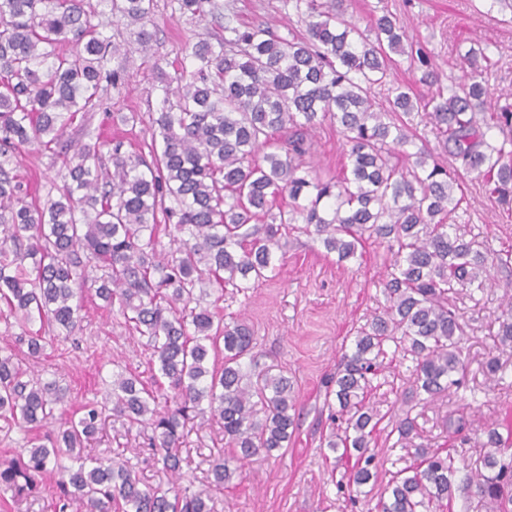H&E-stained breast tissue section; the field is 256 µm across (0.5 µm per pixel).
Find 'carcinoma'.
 <instances>
[{"mask_svg":"<svg viewBox=\"0 0 512 512\" xmlns=\"http://www.w3.org/2000/svg\"><path fill=\"white\" fill-rule=\"evenodd\" d=\"M181 14L201 17L211 0H175ZM131 22L149 18L153 0H99ZM341 0H284L307 37H284L268 26H225L230 36L192 47V70L172 83L161 79L162 106L151 114L161 143L149 156L101 137L70 147L62 184L42 200L29 197L0 161V307L22 325L33 319L71 335L82 305L76 283L114 304L146 339L158 387L139 376L115 375L103 405L71 410L68 391L35 374L45 337L27 332L19 351L0 350V420L26 432L40 429L31 447L0 460V490L18 503L42 481L57 490L58 512H214L210 496L190 487L143 486L120 457H91L88 442L105 412L153 432L152 455L175 481L182 479L178 448L189 413L202 404L224 430L234 455L211 468V484L230 481L242 463L288 447L296 398L288 377L258 372L245 381L253 336L241 321L224 323L214 290L256 288L276 277L296 225L317 237L342 262L366 238L386 250V305L342 355L332 383L345 417L343 434L326 447L356 456L347 486L379 476L371 449L378 423L367 396L383 370L391 341L415 362L413 386L424 404L460 384L461 343L469 323L452 304L458 287L490 283L489 267L512 263L469 224H449L455 176L425 147L413 161L391 158L416 136L414 118L431 127L448 154L486 177L490 195L512 203V112H489L484 73L493 65L470 50L468 83L444 91L437 67L420 44L408 42L395 15H372L367 30L347 20ZM84 0H0V158L21 147L60 145L76 120L98 106L102 83H116L112 56L129 49L92 22ZM64 43L72 44L66 52ZM406 57L429 92L417 97L390 80ZM387 88L388 106L373 97ZM333 119L348 146L350 170L336 178L313 173L305 157L311 132ZM503 134L491 144L486 131ZM110 164H105V161ZM280 196L288 207H276ZM174 226L169 250L156 249L160 224ZM492 348L512 344V293L506 292ZM175 392L162 403L163 381ZM392 431L406 447L419 436L410 413ZM477 459L459 472L453 453L422 443L416 467L390 478L378 512H432L463 493L475 512H512V451L493 427L483 430Z\"/></svg>","mask_w":512,"mask_h":512,"instance_id":"obj_1","label":"carcinoma"}]
</instances>
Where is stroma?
I'll list each match as a JSON object with an SVG mask.
<instances>
[{
	"mask_svg": "<svg viewBox=\"0 0 512 512\" xmlns=\"http://www.w3.org/2000/svg\"><path fill=\"white\" fill-rule=\"evenodd\" d=\"M96 22L103 24L113 41L132 51L131 56H114L111 68L120 81L105 87L99 107L84 124H73L65 135L68 141L90 137H121L130 152L147 151L152 141L149 115L160 106L155 89L158 72L176 77L189 64L192 46L202 39L221 34L224 20L236 26L263 23L280 34L295 32L305 36L306 28L289 20L283 0H217L221 17L180 15L174 0H153L152 15L146 24L115 19L109 9L98 6ZM482 0H343L345 15L358 26H366L373 12L386 9L396 13L410 40L423 43L432 61L443 73V87L461 88L468 81L470 66L466 54L482 47L494 65L485 75L493 92L492 111L512 107V23L500 13L482 14ZM153 32L148 48L137 41L140 29ZM137 113L133 123L116 121V114ZM419 135L437 159L455 171L462 202L452 213L454 224H472L487 237L494 249H512V209L501 206L486 193L483 179L458 168L444 153L439 139L429 128L419 127ZM311 165L315 173L330 177L348 166L347 148L337 124L325 121L314 137ZM13 175L28 186L33 195L45 197L51 183L64 172L61 153L30 148L20 150L12 160ZM385 250L368 240L354 258L338 261L326 254L314 236L296 232L288 240L281 275L249 291L224 290L225 322L246 320L254 331L253 353L258 370H272L288 377L294 386L301 417L286 448L270 457L247 461L224 488L210 489V464L227 454L224 431L210 414L197 415L180 449L182 472L192 490H210L214 512H375L380 486L386 485L393 461L402 466L417 465L414 453L396 446L392 422L402 410L412 409L422 436L433 438L440 450L450 443L444 429L448 414L464 416L471 442L464 446L459 466L473 462L479 454L475 445L484 426L495 427L512 441V346L492 349L488 333L497 329L502 312V296L512 289V267L492 268L494 287L463 290L454 303L470 324L462 342L466 372L460 387L447 397L426 407H418L412 395L414 364L400 353H388L383 374L374 379L370 400L383 419L374 434L383 461L378 488L350 501L348 491L336 486L341 474L353 464L350 458L322 447L330 432L326 381L335 373L340 356L351 350L357 329L385 300L381 292V272ZM83 319L75 332L46 343L38 371L43 380L58 381L68 387L73 405L105 400L112 390V373L123 368L150 380L149 352L137 333L132 332L119 308L104 309L101 300L84 295ZM496 355L501 365L497 377L486 374L485 362ZM149 431L123 427L108 421L100 440L89 449L93 455L130 456L140 449L134 467L143 483H168L170 475L144 450Z\"/></svg>",
	"mask_w": 512,
	"mask_h": 512,
	"instance_id": "obj_1",
	"label": "stroma"
}]
</instances>
